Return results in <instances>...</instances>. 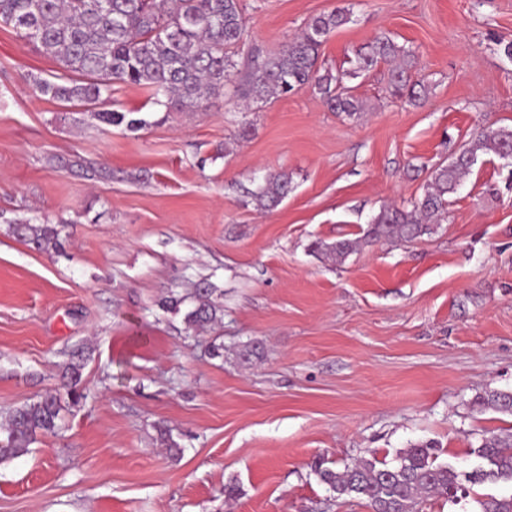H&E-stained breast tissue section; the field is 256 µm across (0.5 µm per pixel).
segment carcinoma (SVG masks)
Listing matches in <instances>:
<instances>
[{
    "instance_id": "obj_1",
    "label": "carcinoma",
    "mask_w": 512,
    "mask_h": 512,
    "mask_svg": "<svg viewBox=\"0 0 512 512\" xmlns=\"http://www.w3.org/2000/svg\"><path fill=\"white\" fill-rule=\"evenodd\" d=\"M0 23L12 26L21 40L37 44L62 66L56 81L38 83L45 95L97 107L111 101L112 84L118 82L143 86L156 105L181 112H194L224 91V82L236 66L231 48L246 33L240 0H0ZM346 23L347 16L339 10L319 15L278 53L254 60L248 94L256 99L282 97L312 86L332 111L349 118L360 115L365 105L344 85V75L323 72L318 65L319 48L327 36ZM380 62L393 64L394 95L411 103L422 100L424 89L411 82L415 55L389 37L379 36L357 52L348 75L366 73ZM95 116L105 125L129 131L147 124L137 112L106 109ZM483 155L512 159V128L483 131L449 163L435 167L411 208L383 207L361 237L317 243L315 249L340 263L361 246L411 241L426 234L428 221L445 210L448 195L457 191ZM291 189L288 173L268 175L253 199L258 208L271 209ZM10 228L39 251L57 254L62 249L61 223L22 221ZM216 292L204 281L195 286L191 307L184 314L187 329L218 320ZM83 369L84 350L70 351L59 389L36 396L5 417L0 425V465L26 454L38 436L61 428L62 398L74 403L85 398ZM476 404L512 414V392L491 391L477 397ZM473 454L475 466L460 472L437 462L431 444L417 443L400 451L391 466L364 458L334 470L318 462L315 474L336 497L364 499L372 512H417V506L428 499L458 504L470 496L471 486L512 483V434L483 436ZM476 503L481 512H512V494Z\"/></svg>"
}]
</instances>
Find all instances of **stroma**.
Listing matches in <instances>:
<instances>
[{"instance_id": "1", "label": "stroma", "mask_w": 512, "mask_h": 512, "mask_svg": "<svg viewBox=\"0 0 512 512\" xmlns=\"http://www.w3.org/2000/svg\"><path fill=\"white\" fill-rule=\"evenodd\" d=\"M241 5L247 41L206 108L168 112L113 84V109L148 121L134 132L43 95L37 80L60 66L0 25V419L57 388L71 350L89 354L61 430L0 466V512H371L335 497L315 462L389 464L428 442L466 470L484 435L512 433L511 414L474 404L512 391V169L479 158L413 241L341 264L314 248L361 236L485 128L512 127L498 49L512 0ZM334 10L350 21L322 67L348 68L386 34L415 53L426 101L392 97L382 62L351 81L357 119L310 87L243 105L250 51L278 52ZM283 171L288 197L258 210L253 192ZM18 220L65 221L63 255L17 238ZM202 281L224 314L195 333L159 303Z\"/></svg>"}]
</instances>
